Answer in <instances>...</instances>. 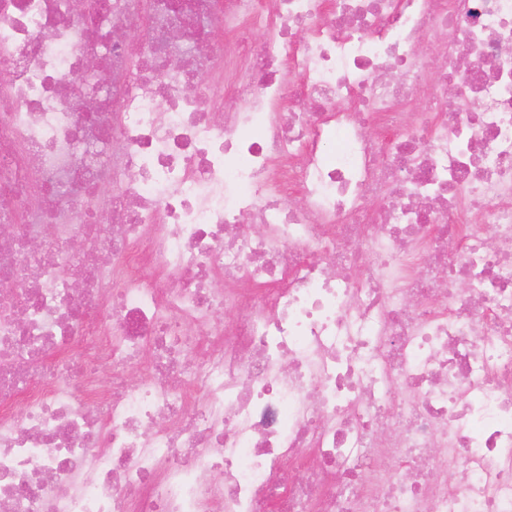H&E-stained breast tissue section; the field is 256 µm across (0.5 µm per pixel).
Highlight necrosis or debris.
Instances as JSON below:
<instances>
[{
    "label": "necrosis or debris",
    "instance_id": "necrosis-or-debris-1",
    "mask_svg": "<svg viewBox=\"0 0 512 512\" xmlns=\"http://www.w3.org/2000/svg\"><path fill=\"white\" fill-rule=\"evenodd\" d=\"M86 3L0 0V512H512V0Z\"/></svg>",
    "mask_w": 512,
    "mask_h": 512
}]
</instances>
